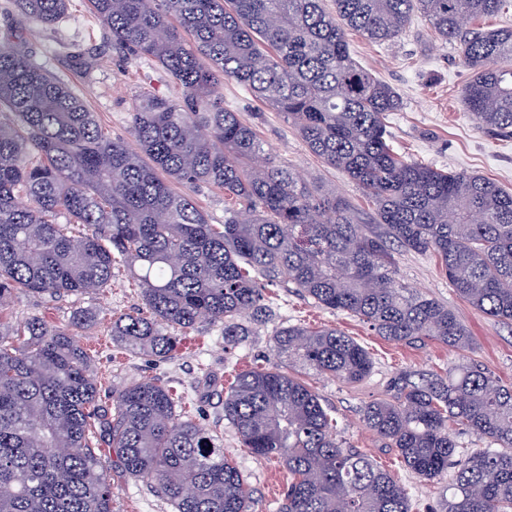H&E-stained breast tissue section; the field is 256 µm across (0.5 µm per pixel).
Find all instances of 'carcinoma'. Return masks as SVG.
I'll return each instance as SVG.
<instances>
[{
  "label": "carcinoma",
  "mask_w": 512,
  "mask_h": 512,
  "mask_svg": "<svg viewBox=\"0 0 512 512\" xmlns=\"http://www.w3.org/2000/svg\"><path fill=\"white\" fill-rule=\"evenodd\" d=\"M70 0H14L24 20L57 24ZM89 0L132 59L183 88L144 91L130 114L138 149L102 130L20 35L0 41V317L17 293L84 295L123 267L145 310L112 317L133 352L171 356L170 330L224 324V347L263 288L291 284L395 342L432 339L463 351L456 313L396 280L398 251L435 255L458 295L512 325V192L475 173L406 161L386 120L398 93L351 56L345 29L397 38L417 16L457 44L471 73L463 103L483 127L512 135V28L471 27L512 0ZM233 79L292 122L308 150L356 183L374 206L357 217L333 192L278 162L253 126L224 107ZM224 189L234 206L211 224L172 184ZM64 327L33 318L0 330V512H112L97 427L122 472L176 512H254L253 493L210 430L177 413L169 390L134 382L101 417L90 356ZM280 363L239 374L224 419L243 447L291 476L279 512H410L406 489L337 439V421L301 378L352 384L371 354L336 328L274 335ZM296 369L290 373L282 365ZM365 426L424 480L451 469L448 512H512V385L470 361L448 372H399L368 404ZM458 426L491 447L457 458Z\"/></svg>",
  "instance_id": "1"
}]
</instances>
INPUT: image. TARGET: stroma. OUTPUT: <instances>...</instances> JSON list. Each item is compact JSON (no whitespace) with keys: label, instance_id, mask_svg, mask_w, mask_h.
Listing matches in <instances>:
<instances>
[{"label":"stroma","instance_id":"35a3bbf8","mask_svg":"<svg viewBox=\"0 0 512 512\" xmlns=\"http://www.w3.org/2000/svg\"><path fill=\"white\" fill-rule=\"evenodd\" d=\"M347 38L353 57L399 94L402 106L387 119L396 152L406 160L435 168L478 173L512 190V137L490 132L466 111L461 91L470 78L455 44L442 41L432 26L413 19L395 40L374 43L355 31ZM27 43L34 58L60 76L96 112L103 131L113 138L130 139V112L140 92L153 91L172 99L182 89L148 60L131 62L112 46L109 30L93 15L88 0H70L67 15L54 29L31 28ZM92 52L99 65L87 72L73 62L75 54ZM224 104L251 123L269 152L283 164L296 167L302 177H315L336 192L353 212L368 211L358 186L341 172L326 167L309 153L297 130L283 114L253 97L234 80L223 86ZM399 282L452 309L470 328L474 345L459 352L435 341L416 344L384 340L350 315L316 306L294 286L265 288L261 315L246 319L248 334L233 349L224 347L222 324L202 323L184 336L170 358L158 359L126 350L113 341V315L141 308V290L128 274L119 272L109 288L96 294L66 295L56 300L17 295L8 318L11 327L41 317L65 326L73 311L93 315L77 335L93 360L99 405L111 410L112 395L134 381L149 380L175 395L179 413L210 428L250 485L257 512H278L288 487L287 470L276 460L256 456L244 448L224 418V395L231 376L267 366L275 332L288 325L311 329L334 327L365 347L374 365L362 381L345 384L328 377L312 386L324 406L336 417L338 437L345 446L367 454L389 470L406 489L411 512H441L448 495L449 474L425 481L408 471L396 453L384 448L361 422L363 407L387 396L392 378L400 371L445 373L455 364L473 360L512 383V325L498 322L474 309L452 288L436 258L399 252ZM114 487L112 512H174L173 505L146 483L111 469Z\"/></svg>","mask_w":512,"mask_h":512}]
</instances>
